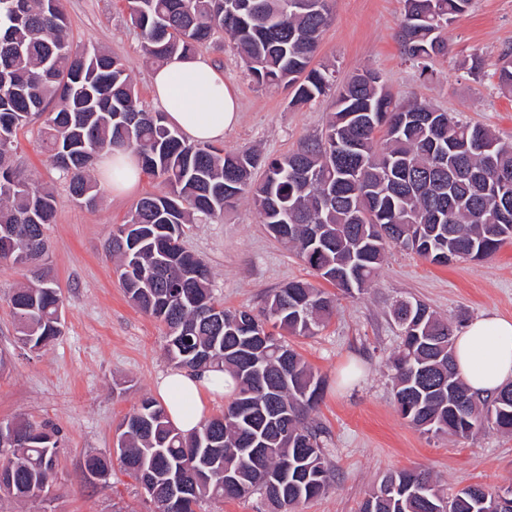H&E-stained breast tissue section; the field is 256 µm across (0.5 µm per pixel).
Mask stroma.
Wrapping results in <instances>:
<instances>
[{"label": "stroma", "mask_w": 512, "mask_h": 512, "mask_svg": "<svg viewBox=\"0 0 512 512\" xmlns=\"http://www.w3.org/2000/svg\"><path fill=\"white\" fill-rule=\"evenodd\" d=\"M76 45L97 48L123 60L145 109L153 68L130 27L126 0H62ZM402 0H332V16L316 59L334 64L337 80L368 67L402 97L429 99L448 113L491 129L512 142V92L500 90L492 72L512 46V0H472L467 15L444 32L447 51L429 70L406 62L397 38ZM224 72L239 97V121L220 144L265 156L296 150L325 126L330 100L293 107L288 90L258 88L245 77L239 56L224 40L201 48ZM486 77L469 71L473 56ZM25 176L50 184L57 196L55 221L47 234L56 279L65 298L62 336L34 352L18 341L8 305L12 288L25 283L20 269L0 263V421L53 423L60 455L45 501L19 502L0 496V512H156L135 478L113 461L107 480L91 477L86 456L113 448L118 424L147 396L158 377L172 370L164 354L163 329L141 312L118 282L115 261L104 245L113 229L145 193H162L160 180L142 175L135 194L118 196L101 181L96 206L75 202L67 184L45 164L35 132H19L13 156ZM187 250L203 258L216 297L225 307L261 311L268 293L311 270L261 224L248 200L223 221L185 228ZM398 298L417 299L438 315L465 325L486 313L512 318V242L481 261L442 267L415 254L388 250L363 294L340 298L331 320L313 336L289 342L325 382L322 402L309 420L324 432L333 471L331 488L300 512H359L382 477L403 469L437 474L449 492L470 485L512 486V434L486 429L466 438L424 434L396 410L388 359L399 344L389 308Z\"/></svg>", "instance_id": "stroma-1"}]
</instances>
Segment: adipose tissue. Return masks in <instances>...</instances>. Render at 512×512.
Segmentation results:
<instances>
[{"label":"adipose tissue","mask_w":512,"mask_h":512,"mask_svg":"<svg viewBox=\"0 0 512 512\" xmlns=\"http://www.w3.org/2000/svg\"><path fill=\"white\" fill-rule=\"evenodd\" d=\"M155 106L170 126L191 142L218 143L238 121L234 87L223 72L200 55H176L150 73ZM98 171L111 174L112 190L128 193L141 179L136 153L115 149L103 154ZM455 360L472 393L489 397L512 381V320L494 314L475 318L455 339ZM228 377L216 369L175 370L159 376L156 393L169 419L190 432L202 419V399L220 394Z\"/></svg>","instance_id":"ef3b65f1"}]
</instances>
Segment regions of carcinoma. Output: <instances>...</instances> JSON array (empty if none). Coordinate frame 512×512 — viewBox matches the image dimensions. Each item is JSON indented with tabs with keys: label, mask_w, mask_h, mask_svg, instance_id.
Returning a JSON list of instances; mask_svg holds the SVG:
<instances>
[{
	"label": "carcinoma",
	"mask_w": 512,
	"mask_h": 512,
	"mask_svg": "<svg viewBox=\"0 0 512 512\" xmlns=\"http://www.w3.org/2000/svg\"><path fill=\"white\" fill-rule=\"evenodd\" d=\"M145 53L162 65L225 36L248 77L292 90L289 106L334 92L321 135L296 151L262 157L189 143L162 113L143 108L122 60L74 45L61 0H0V261L31 273L9 304L23 345L49 346L62 335L63 297L45 236L54 223L52 187L10 164L18 133L32 116L46 161L89 207L99 198L89 174L96 158L131 150L168 191L140 198L106 250L121 269L125 294L165 328V351L180 368L214 367L231 378L224 413L185 434L165 408L144 398L119 426L117 455L157 512H196L205 499L264 497L270 512H298L332 483L323 431L308 422L325 381L285 340L313 336L329 321L336 295L309 281L272 292L259 313L228 309L214 297L211 272L176 244L186 225L215 222L247 198L260 223L295 250L316 277L355 297L373 282L385 251L410 250L428 262L481 260L512 240V207L499 208L488 187L512 196V144L490 129L458 120L429 102L401 101L382 76L336 86L335 70L313 65L331 0H126ZM471 0H404L398 41L405 60L425 71L444 54L443 32ZM493 75L512 91V47ZM384 133L383 148L375 135ZM401 339L390 361L401 417L424 434L467 437L493 428L512 433V384L477 405L453 358L452 324L423 302L401 298L389 310ZM267 385L255 387V375ZM16 445L0 452V494L19 501L49 494L58 430L11 421ZM255 440V456L243 452ZM181 471L189 499L177 507L164 474ZM422 480L424 496L407 491ZM507 488L465 487L453 495L428 470L384 476L360 512H512Z\"/></svg>",
	"instance_id": "cac0c4a2"
}]
</instances>
